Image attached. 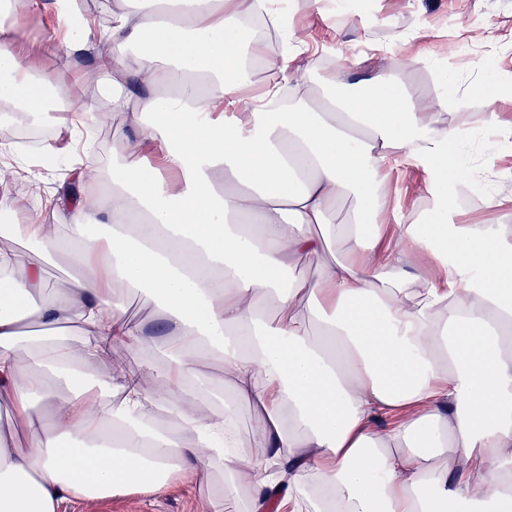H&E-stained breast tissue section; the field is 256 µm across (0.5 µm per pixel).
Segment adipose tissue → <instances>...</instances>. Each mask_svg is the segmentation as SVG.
<instances>
[{
    "mask_svg": "<svg viewBox=\"0 0 512 512\" xmlns=\"http://www.w3.org/2000/svg\"><path fill=\"white\" fill-rule=\"evenodd\" d=\"M77 2L53 0L65 30L44 49L93 53L88 80H107L132 129L114 133L104 201L82 140L95 117H73L66 228L36 213L0 226L40 252L0 250V400L28 437L0 430V512L216 473L221 500L248 476L251 512H512V233L447 221L467 177L459 150L497 113L444 127L381 73L365 94L278 111L261 94L235 114L251 78L234 35L263 0H136L104 26L76 20ZM24 40L0 32V112L36 115L55 81ZM407 153L448 191L384 244L376 191ZM223 173L240 189H220ZM342 198L353 217L335 224ZM106 215L102 248L84 231ZM61 253L80 275L50 298L42 264ZM301 258L318 261L314 279H288ZM138 292L162 360L105 370L142 344L127 316ZM26 318L57 335H22ZM207 361L228 383L200 377ZM241 406L262 420L248 444Z\"/></svg>",
    "mask_w": 512,
    "mask_h": 512,
    "instance_id": "ef3b65f1",
    "label": "adipose tissue"
}]
</instances>
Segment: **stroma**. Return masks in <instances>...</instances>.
<instances>
[{"label":"stroma","instance_id":"1","mask_svg":"<svg viewBox=\"0 0 512 512\" xmlns=\"http://www.w3.org/2000/svg\"><path fill=\"white\" fill-rule=\"evenodd\" d=\"M347 14L336 11V0H294L290 7L296 28L305 30L312 50L293 63L290 77H283L277 63L281 51L264 45L253 73L254 87L284 81L289 101L298 88L315 92L362 90L377 72L392 75L426 111L441 113L445 124L470 126L475 113L485 111L487 90L512 83V0H347ZM25 34L26 49L40 50L54 31L51 11L31 8L0 23ZM408 34L405 46L387 47L390 29ZM423 54L429 65L410 59ZM94 66L86 52L46 53L41 67L58 81L75 87ZM456 98L443 99L445 87ZM499 120L490 134L474 137L467 148L471 177L481 192L505 198L500 208L477 205L454 207L452 224H507L512 226V101L495 105ZM22 160H0V225L24 218L37 200L54 201L70 173L63 164L47 168L42 148H25ZM429 175L412 156L398 157L387 180L386 224L396 217L420 214L432 205L427 192ZM153 305L143 294H134L128 317L144 327L142 348L130 354L133 367L155 362L161 332L151 318ZM207 483L177 481L162 491H131L109 499L65 500L59 512H213Z\"/></svg>","mask_w":512,"mask_h":512}]
</instances>
